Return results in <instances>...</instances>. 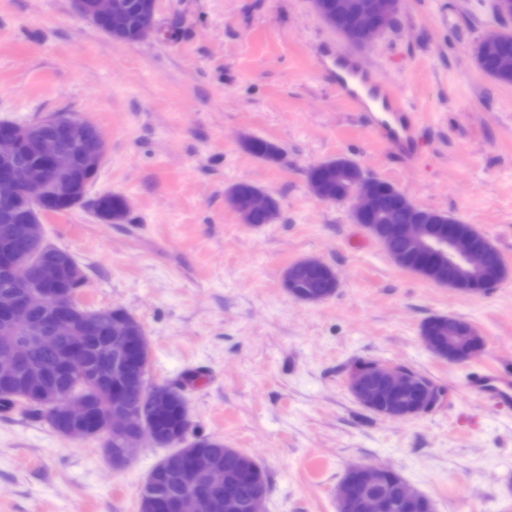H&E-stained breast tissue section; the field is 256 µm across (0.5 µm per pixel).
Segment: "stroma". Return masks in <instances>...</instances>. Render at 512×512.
I'll use <instances>...</instances> for the list:
<instances>
[{"instance_id": "obj_1", "label": "stroma", "mask_w": 512, "mask_h": 512, "mask_svg": "<svg viewBox=\"0 0 512 512\" xmlns=\"http://www.w3.org/2000/svg\"><path fill=\"white\" fill-rule=\"evenodd\" d=\"M499 19L492 0H405L365 49L345 44L312 0H157V33L113 40L72 0H0V120L73 112L108 149L87 204L44 233L86 275L80 301L138 319L149 383L184 385L189 439L209 437L265 471L264 512H338L356 464L395 469L435 512H512V415L469 395V371H512V85L477 69L473 47ZM392 82L422 115V155L402 163L337 94V54ZM262 137L281 163L247 153ZM345 157L417 206L473 225L508 275L488 293L452 292L396 266L350 203L312 195L308 170ZM247 181L275 199L271 224L242 223L226 201ZM130 204L121 224L91 202ZM316 257L338 286L295 299L289 265ZM473 324L485 349L450 363L423 345L429 318ZM358 361L406 364L448 392L406 421L365 410L347 386ZM170 451L142 441L114 467L96 442L0 412V512H139L151 467Z\"/></svg>"}]
</instances>
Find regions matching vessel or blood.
Masks as SVG:
<instances>
[{"mask_svg": "<svg viewBox=\"0 0 512 512\" xmlns=\"http://www.w3.org/2000/svg\"><path fill=\"white\" fill-rule=\"evenodd\" d=\"M335 87L356 111L364 114L366 126L375 137L393 146L403 162H416L421 144L418 115L391 83L356 64L337 74ZM466 387L472 396L497 411L512 413L511 374L475 371L470 373Z\"/></svg>", "mask_w": 512, "mask_h": 512, "instance_id": "b4317fda", "label": "vessel or blood"}]
</instances>
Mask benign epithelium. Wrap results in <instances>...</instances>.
I'll return each mask as SVG.
<instances>
[{
	"label": "benign epithelium",
	"instance_id": "7a95c632",
	"mask_svg": "<svg viewBox=\"0 0 512 512\" xmlns=\"http://www.w3.org/2000/svg\"><path fill=\"white\" fill-rule=\"evenodd\" d=\"M75 13L90 21L107 35L121 29L127 17V5L123 0H75ZM402 0H364L356 8L353 24L336 29V19L324 17L322 21L337 30L346 42L362 47L373 41L397 19ZM156 0L148 9L139 12L137 41H143L157 32L155 21ZM107 151L104 133L91 121L74 113H51L33 122L0 121V215L9 217L21 211L26 213L21 228H11L20 233L19 239L7 240L8 246L0 252V281L5 290L0 292V315L10 317L13 325L28 335L11 338L0 343V380L5 385L30 384L36 386V394L43 401L54 403L63 421L62 433L70 439H79L88 431L105 434L120 440V447L112 449V464L123 465L136 451L134 441L143 435L153 437V421L141 411L127 405V392L139 391L144 397L163 396L174 399L180 389L154 384H144L146 358L150 344L145 332L133 337L130 322L117 318L112 321V336L102 351L103 368L86 375L78 358L83 339L98 330V316H75L71 306L59 302L47 320L36 323L31 312L52 289L56 273L51 267L42 266L26 259L24 250L34 240H44L43 218L50 203L79 204L86 192L72 179L77 162H82L88 174H96ZM371 178L361 175L358 183L347 195L353 205V217L359 219L370 212L374 204ZM232 209L250 213L263 212L272 223L279 208L264 193L245 197L227 198ZM393 231L407 238L428 262L436 268H447L453 277L441 287L457 290V284L469 281V292L484 294L491 289L478 280L484 265V251L463 235L453 225L398 224ZM425 346L436 357L458 362L467 359L483 347L475 340L460 347L448 340V348L435 346L432 337H423ZM39 345L54 346L58 363L67 369L74 379L87 386L110 377L122 387L112 389V409L103 416L90 413L85 398L79 393L68 394L58 387L59 374L41 371L37 380L30 379L29 372L37 370L31 362V350ZM377 382L376 393L367 395L365 380L356 371H349L347 384L358 403L366 410L392 419H405L433 412L436 406L434 388L410 367L396 362H368L364 365ZM189 465L194 477L212 488L224 489V503L234 504L232 484L224 471L210 469L199 464L196 457L179 454L168 460L175 467ZM397 477L392 469L357 465L351 467L336 491L340 508H356L360 512H390L388 498L373 493L388 478ZM174 512H212L211 502L198 495L180 498L173 505Z\"/></svg>",
	"mask_w": 512,
	"mask_h": 512
}]
</instances>
